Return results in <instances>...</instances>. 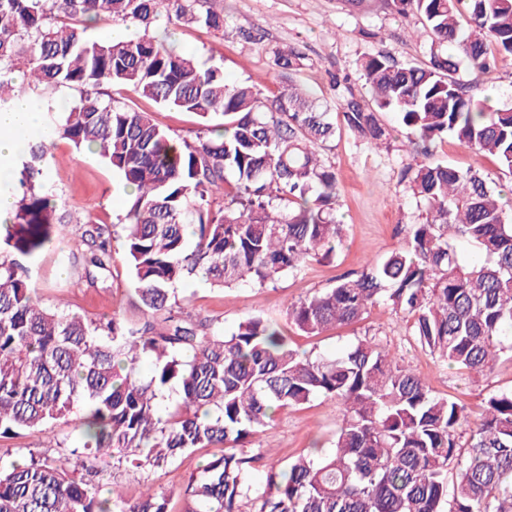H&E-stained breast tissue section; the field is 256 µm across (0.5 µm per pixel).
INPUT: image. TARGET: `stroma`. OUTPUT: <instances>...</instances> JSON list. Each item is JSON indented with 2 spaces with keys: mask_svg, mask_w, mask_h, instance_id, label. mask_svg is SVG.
Masks as SVG:
<instances>
[{
  "mask_svg": "<svg viewBox=\"0 0 512 512\" xmlns=\"http://www.w3.org/2000/svg\"><path fill=\"white\" fill-rule=\"evenodd\" d=\"M224 19L222 32L198 26L177 31L174 38L198 50L202 59L223 64L228 79L251 81L266 95L289 81L274 65L275 50L299 45L306 60L294 79L334 113L350 94L370 103L371 95L357 68L363 55L380 52L399 63L419 66L429 62L431 39L420 17L398 15L386 8L384 0H364L356 9L347 0H224ZM458 79L491 102L512 103V58L477 76L460 71ZM379 119L392 130L386 145L377 148L355 143L340 129L322 153L335 169L341 188L339 214L346 237L336 257L308 262L300 275L284 277L268 288L243 282L221 290L200 280L184 281L177 293L187 298V310L193 317L216 320L228 331L250 316L286 324L289 303L329 287L341 274L361 271L366 264L404 245L405 225L424 221L426 216L424 208L399 182L401 171L415 162L416 154L395 113H380ZM24 138L51 147L54 166L47 186L65 201L71 215L81 219L97 213L108 223H116L126 200L118 172L97 154L76 150L69 141L50 135L45 126L25 132ZM430 159L463 171H477L497 183L503 179L494 157L450 138L432 144ZM33 266L31 286L45 307L92 321L115 312L132 319L139 316L130 273L122 260H115L105 280L94 285L87 283L81 264L69 260L67 253L43 251ZM368 332L398 352L436 394L460 399L471 419H478L488 393L512 388V359L501 358L487 377L472 380L459 375L423 351L410 336L405 321L382 306L368 309L359 323L324 335L309 337L293 331L289 337L299 351L336 355ZM79 418V413H72L68 422L50 433L27 431L0 438V464L32 453L54 457L70 454L76 446ZM336 421V408L320 398L279 412L251 441L264 455L253 472L254 482H261L269 467L283 466L306 452L313 440L330 445ZM205 458L202 451L183 455L154 469L142 483L123 475L114 468L111 457L103 456L95 462L97 481L106 490L119 484L124 497L131 501L139 498L145 483H152L169 492L171 512H184V491L190 478L200 476Z\"/></svg>",
  "mask_w": 512,
  "mask_h": 512,
  "instance_id": "35a3bbf8",
  "label": "stroma"
}]
</instances>
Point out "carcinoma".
I'll return each instance as SVG.
<instances>
[{
    "label": "carcinoma",
    "mask_w": 512,
    "mask_h": 512,
    "mask_svg": "<svg viewBox=\"0 0 512 512\" xmlns=\"http://www.w3.org/2000/svg\"><path fill=\"white\" fill-rule=\"evenodd\" d=\"M388 5L421 17L429 65L363 56L373 107L351 96L341 123L376 147L390 137L378 113L397 114L422 156L401 183L426 218L409 225L403 247L290 303L288 319L321 336L383 305L435 359L483 377L512 356V210L479 172L427 157L434 140L451 137L512 176V105L468 96L455 78L463 66L482 73L512 57V0ZM161 14L174 30L224 31V0H0V111L22 94L40 100L57 135L94 151L132 190L119 223L143 315L88 322L41 304L28 286L36 255L78 238L93 284L111 272L112 226L58 215L57 196L44 192L46 144L3 163L0 189L15 208L0 224V437L45 431L79 409L81 450L110 455L133 475L212 448L187 485L185 512H241L245 500L256 512H512V389L488 394L472 429L463 404L435 394L368 332L339 355L312 358L260 316L227 334L185 311L176 284L273 285L335 255L345 229L336 172L321 158L336 134L329 112L291 78L267 99L253 83L228 81L223 65H200L197 51L152 34ZM103 20L141 35L89 39ZM304 61L294 45L274 52L290 75ZM62 88L74 98L59 101ZM153 105L197 115L204 131L174 136ZM450 231L475 245L479 262L459 257ZM144 358L153 362L147 380L137 373ZM172 386L180 398L162 418L158 399ZM315 397L338 409L332 448L272 466L254 484L259 456L247 443L277 412ZM74 471L68 457L33 454L0 467V512H168L161 489L133 502L114 488L104 497Z\"/></svg>",
    "instance_id": "carcinoma-1"
}]
</instances>
